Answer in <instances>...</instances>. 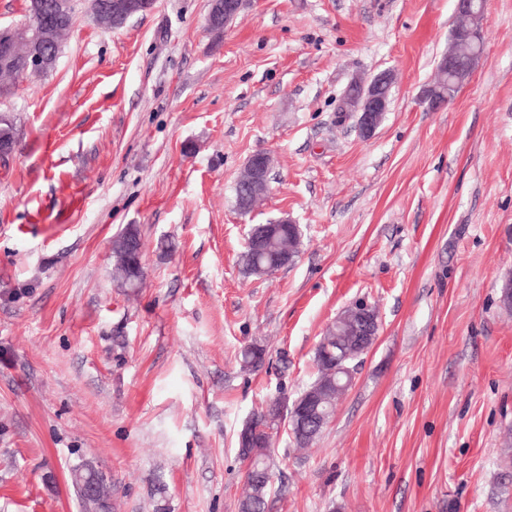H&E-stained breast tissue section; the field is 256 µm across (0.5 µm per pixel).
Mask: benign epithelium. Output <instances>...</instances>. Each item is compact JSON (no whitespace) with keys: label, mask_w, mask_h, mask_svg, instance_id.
Listing matches in <instances>:
<instances>
[{"label":"benign epithelium","mask_w":512,"mask_h":512,"mask_svg":"<svg viewBox=\"0 0 512 512\" xmlns=\"http://www.w3.org/2000/svg\"><path fill=\"white\" fill-rule=\"evenodd\" d=\"M480 0H456V24L449 37L448 53L437 62L436 71L440 77L448 78V86L441 89L426 90L425 99L433 108H439L455 98L460 88L470 78L475 66L484 56V44L480 40L481 14L478 12ZM156 0H112V14L127 21L134 17L145 16L153 12ZM244 0H211L212 10L224 13V26H229L242 10ZM15 28L0 27V64L7 65L13 58V35ZM53 62L42 48H31L26 58L25 72L37 74ZM394 77L389 71H382L368 80L355 79L350 86L354 94H345L343 111L353 112L357 116L359 133L369 138L374 135L385 112L391 103ZM272 159L268 152L258 151L249 158L238 180L243 195L262 199L269 189ZM277 228L273 224L255 225L250 228L246 246L260 244L275 236ZM354 329L356 346L336 347V360L333 361L336 372L348 377L347 383L336 384V396L343 395L348 385L354 383L356 372L348 369L347 362L367 353L376 341L379 321L378 312L365 302H359L347 309L343 315ZM322 395L317 390L305 392L296 402V419L304 422L321 420L319 407Z\"/></svg>","instance_id":"benign-epithelium-1"}]
</instances>
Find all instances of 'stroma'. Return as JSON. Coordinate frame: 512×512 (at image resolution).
<instances>
[{"label": "stroma", "instance_id": "obj_1", "mask_svg": "<svg viewBox=\"0 0 512 512\" xmlns=\"http://www.w3.org/2000/svg\"><path fill=\"white\" fill-rule=\"evenodd\" d=\"M157 0L107 31L75 0L52 71L0 95V512H82L71 471H103L112 512H238L237 436L314 379L329 323H381L322 434L274 436L270 512H512V0H486L484 57L455 99L423 92L454 0ZM392 70L372 138L339 113ZM273 158L251 213L248 158ZM289 216L294 264L244 275L252 225ZM137 225L145 278L112 280ZM257 343L266 364L241 368ZM244 0H213L211 1L212 12H223V15L212 17L209 29L211 32L220 35L237 18L242 10ZM133 240H140L139 231L130 224L112 241V278L121 288H137L138 276L143 280V266L128 249Z\"/></svg>", "mask_w": 512, "mask_h": 512}]
</instances>
